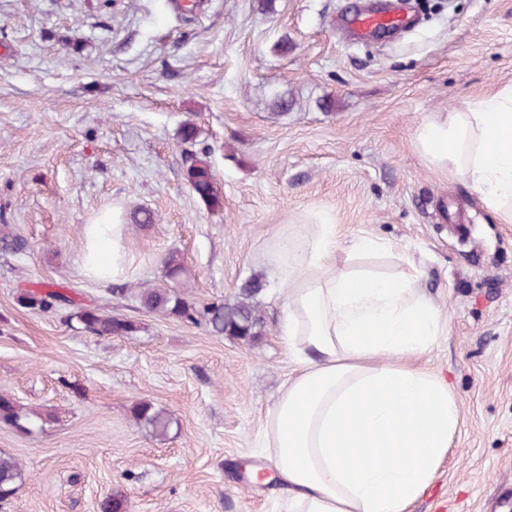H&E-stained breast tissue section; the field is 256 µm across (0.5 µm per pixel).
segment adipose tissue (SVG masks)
I'll list each match as a JSON object with an SVG mask.
<instances>
[{"label": "adipose tissue", "mask_w": 512, "mask_h": 512, "mask_svg": "<svg viewBox=\"0 0 512 512\" xmlns=\"http://www.w3.org/2000/svg\"><path fill=\"white\" fill-rule=\"evenodd\" d=\"M426 161L460 176L512 223V86L428 117L417 132ZM386 242L341 247L335 225L278 236L274 261L288 295L282 329L299 369L269 414L264 445L286 490L288 512H408L433 481L459 422L453 388L410 366L447 328L421 293L420 274L353 266ZM83 262L123 280L125 227L89 225Z\"/></svg>", "instance_id": "obj_1"}]
</instances>
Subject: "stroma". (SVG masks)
Returning <instances> with one entry per match:
<instances>
[{
	"label": "stroma",
	"mask_w": 512,
	"mask_h": 512,
	"mask_svg": "<svg viewBox=\"0 0 512 512\" xmlns=\"http://www.w3.org/2000/svg\"><path fill=\"white\" fill-rule=\"evenodd\" d=\"M0 0V394L48 414L0 424L25 479L0 512H285L263 446L268 415L298 368L282 334L286 287L270 257L283 228L327 213L340 242L373 236L412 260L448 334L417 367L453 387L459 425L409 512H501L512 500V223L460 179L428 166L421 121L512 85V0H413L417 22L374 39L346 20L371 0ZM288 100L279 113L276 98ZM195 123L223 206L185 178ZM154 212L148 228L131 211ZM126 226L133 285L165 282L203 307L259 277L267 323L246 343L143 308L89 275L86 225ZM133 320L96 336L59 307H22L33 282ZM140 402L172 415L157 439Z\"/></svg>",
	"instance_id": "stroma-1"
}]
</instances>
